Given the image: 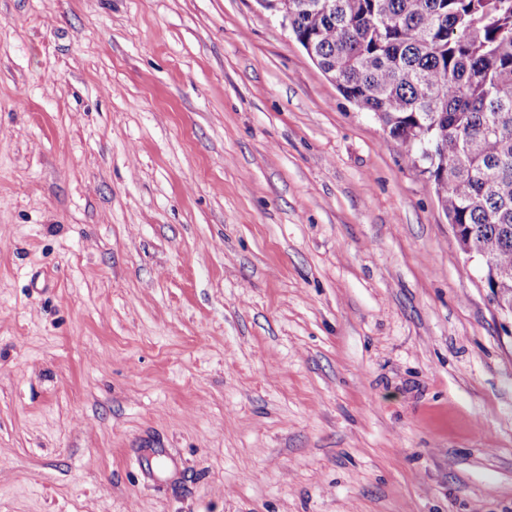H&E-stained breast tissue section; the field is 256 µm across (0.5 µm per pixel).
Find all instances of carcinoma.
I'll list each match as a JSON object with an SVG mask.
<instances>
[{
  "mask_svg": "<svg viewBox=\"0 0 512 512\" xmlns=\"http://www.w3.org/2000/svg\"><path fill=\"white\" fill-rule=\"evenodd\" d=\"M269 0L341 93L418 150L490 301L512 307V0Z\"/></svg>",
  "mask_w": 512,
  "mask_h": 512,
  "instance_id": "cac0c4a2",
  "label": "carcinoma"
}]
</instances>
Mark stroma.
Listing matches in <instances>:
<instances>
[{
    "label": "stroma",
    "instance_id": "35a3bbf8",
    "mask_svg": "<svg viewBox=\"0 0 512 512\" xmlns=\"http://www.w3.org/2000/svg\"><path fill=\"white\" fill-rule=\"evenodd\" d=\"M501 320L259 0H0V512H512Z\"/></svg>",
    "mask_w": 512,
    "mask_h": 512
}]
</instances>
